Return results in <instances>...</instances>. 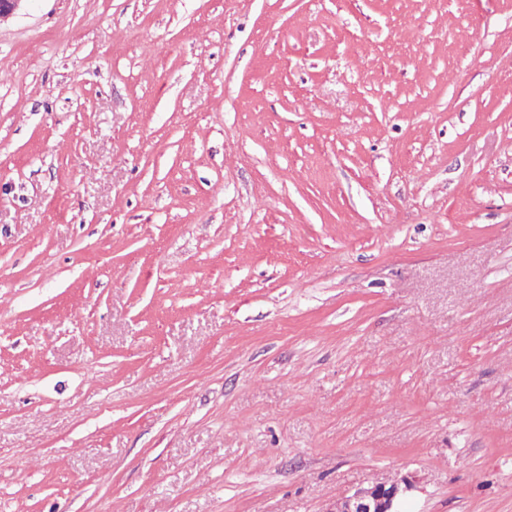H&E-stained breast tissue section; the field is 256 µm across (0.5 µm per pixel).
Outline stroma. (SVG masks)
Returning <instances> with one entry per match:
<instances>
[{
  "label": "stroma",
  "mask_w": 512,
  "mask_h": 512,
  "mask_svg": "<svg viewBox=\"0 0 512 512\" xmlns=\"http://www.w3.org/2000/svg\"><path fill=\"white\" fill-rule=\"evenodd\" d=\"M512 512V0H27L0 23V512ZM414 488L409 475L359 488L336 501L329 512H399L400 501Z\"/></svg>",
  "instance_id": "stroma-1"
}]
</instances>
